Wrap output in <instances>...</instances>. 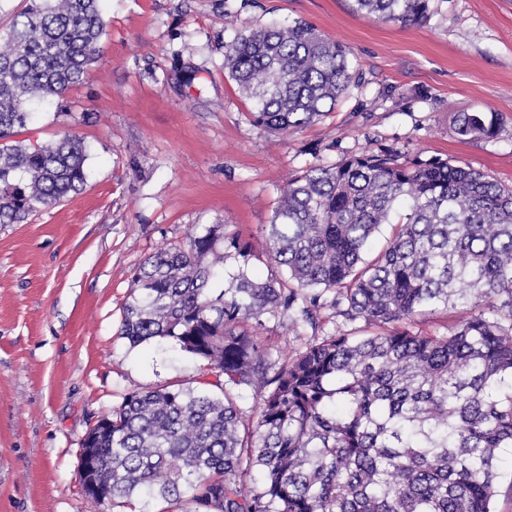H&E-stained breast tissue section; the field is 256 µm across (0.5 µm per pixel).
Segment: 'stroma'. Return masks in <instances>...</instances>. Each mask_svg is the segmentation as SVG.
Listing matches in <instances>:
<instances>
[{
	"mask_svg": "<svg viewBox=\"0 0 512 512\" xmlns=\"http://www.w3.org/2000/svg\"><path fill=\"white\" fill-rule=\"evenodd\" d=\"M426 24L383 22L351 0H100L96 61L21 134L87 147L83 191L0 224V512H92L83 442L123 398L207 367L174 341L119 334L136 268L206 224L265 252L281 188L364 153L468 165L512 187V0H430ZM303 21L349 48L356 84L322 122L285 136L254 123L224 73L235 34ZM494 112L496 136L456 134ZM497 116L493 112H461L455 116V131L469 139L491 138L498 131Z\"/></svg>",
	"mask_w": 512,
	"mask_h": 512,
	"instance_id": "1",
	"label": "stroma"
}]
</instances>
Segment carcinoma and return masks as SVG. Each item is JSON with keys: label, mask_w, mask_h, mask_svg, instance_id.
Listing matches in <instances>:
<instances>
[{"label": "carcinoma", "mask_w": 512, "mask_h": 512, "mask_svg": "<svg viewBox=\"0 0 512 512\" xmlns=\"http://www.w3.org/2000/svg\"><path fill=\"white\" fill-rule=\"evenodd\" d=\"M99 0H29L0 37V224H21L83 189L86 146L16 139L36 101L61 98L95 62ZM384 22L422 25L429 0H353ZM224 72L254 122L288 135L321 121L352 86L351 51L305 22L238 34ZM461 137L491 138L497 114L461 112ZM407 212L393 221L396 205ZM394 224L373 260L371 236ZM267 248L228 224L137 268L120 336L171 339L214 379L127 395L93 429L86 480L112 506L148 496L162 512H495L497 459L512 448V190L465 165L362 154L312 165L280 192ZM242 261L216 297V266ZM268 275L250 273L252 261ZM475 310L446 335L403 321ZM345 323L282 357L263 318ZM260 395L247 419L245 389ZM259 476L255 490L243 485Z\"/></svg>", "instance_id": "obj_1"}]
</instances>
